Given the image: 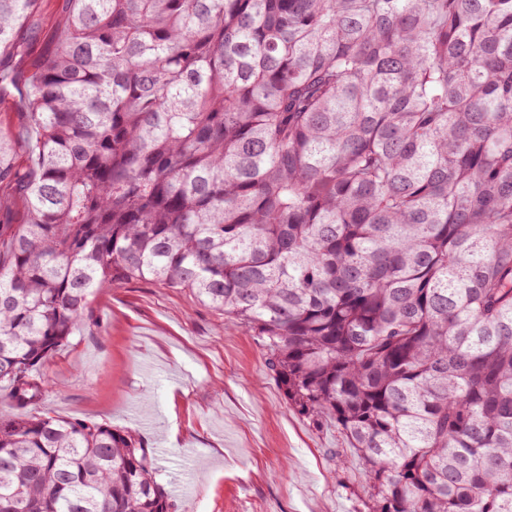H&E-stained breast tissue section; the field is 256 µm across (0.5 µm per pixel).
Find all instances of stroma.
<instances>
[{
  "label": "stroma",
  "instance_id": "35a3bbf8",
  "mask_svg": "<svg viewBox=\"0 0 512 512\" xmlns=\"http://www.w3.org/2000/svg\"><path fill=\"white\" fill-rule=\"evenodd\" d=\"M65 19L42 0L36 60ZM100 320L45 364L39 411L135 431L159 455L172 512H359L367 477L336 425L289 406L250 333L150 281L91 299Z\"/></svg>",
  "mask_w": 512,
  "mask_h": 512
}]
</instances>
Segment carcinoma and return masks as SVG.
Listing matches in <instances>:
<instances>
[{
  "label": "carcinoma",
  "mask_w": 512,
  "mask_h": 512,
  "mask_svg": "<svg viewBox=\"0 0 512 512\" xmlns=\"http://www.w3.org/2000/svg\"><path fill=\"white\" fill-rule=\"evenodd\" d=\"M0 0V512H170L128 429L32 413L116 284L187 289L331 418L366 512H512V0ZM65 19L64 0H43L39 16L38 31L28 37L27 58L24 67L40 57L50 44L55 31Z\"/></svg>",
  "instance_id": "1"
}]
</instances>
